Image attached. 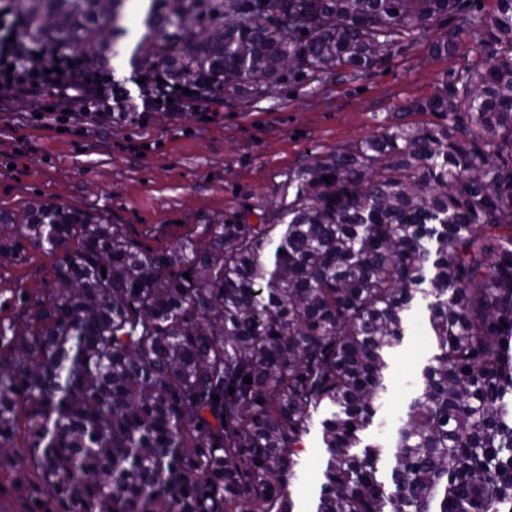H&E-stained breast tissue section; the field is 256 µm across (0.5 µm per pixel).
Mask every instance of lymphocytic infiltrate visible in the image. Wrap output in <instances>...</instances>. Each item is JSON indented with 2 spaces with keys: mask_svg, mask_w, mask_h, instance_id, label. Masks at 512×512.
I'll use <instances>...</instances> for the list:
<instances>
[{
  "mask_svg": "<svg viewBox=\"0 0 512 512\" xmlns=\"http://www.w3.org/2000/svg\"><path fill=\"white\" fill-rule=\"evenodd\" d=\"M137 93L111 78L77 51L61 52L26 36L14 4L0 5V96L47 98L54 122L88 121L107 125L130 117L145 118L157 110L198 112L206 99L191 97L171 81L160 82L145 68L133 73Z\"/></svg>",
  "mask_w": 512,
  "mask_h": 512,
  "instance_id": "f902f5d3",
  "label": "lymphocytic infiltrate"
}]
</instances>
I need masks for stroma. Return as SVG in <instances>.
<instances>
[{"instance_id":"35a3bbf8","label":"stroma","mask_w":512,"mask_h":512,"mask_svg":"<svg viewBox=\"0 0 512 512\" xmlns=\"http://www.w3.org/2000/svg\"><path fill=\"white\" fill-rule=\"evenodd\" d=\"M146 7L145 0H133L126 10V34L113 47L115 79L131 74ZM446 29L457 34L455 52L432 54L431 42ZM480 58L460 18L451 16L369 73L341 81L287 80L262 95L227 96L209 121L197 112L160 111L141 124L117 122L107 130L89 124L82 133H65L31 120L27 103L4 96L0 209L41 199L100 212L158 249L213 216L259 224L293 199L289 178L302 165L398 122H433V115L407 111V104L431 96L447 73ZM53 261L31 250L24 262L0 266V321L17 315L21 296L45 287ZM431 351L424 314L414 310L393 353L392 380L369 438H391ZM321 463L317 437L309 435L290 488L302 512L312 508Z\"/></svg>"}]
</instances>
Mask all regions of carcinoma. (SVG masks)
<instances>
[{"label":"carcinoma","instance_id":"cac0c4a2","mask_svg":"<svg viewBox=\"0 0 512 512\" xmlns=\"http://www.w3.org/2000/svg\"><path fill=\"white\" fill-rule=\"evenodd\" d=\"M126 6L19 0L31 36L102 70ZM452 15L484 59L407 106L439 122L301 167L270 224L155 249L72 207L0 211V259L59 255L0 322V489L24 512H297L313 430L314 512H512V0H150L137 52L182 89L261 95L366 74ZM414 308L433 353L392 444L367 443ZM315 433H311L305 439V447L299 458V479L290 486L292 495L300 503L302 512L313 510L312 502L314 493L320 483L322 451Z\"/></svg>","mask_w":512,"mask_h":512}]
</instances>
